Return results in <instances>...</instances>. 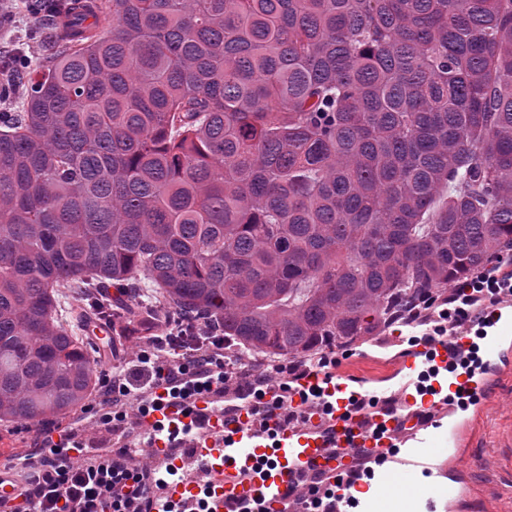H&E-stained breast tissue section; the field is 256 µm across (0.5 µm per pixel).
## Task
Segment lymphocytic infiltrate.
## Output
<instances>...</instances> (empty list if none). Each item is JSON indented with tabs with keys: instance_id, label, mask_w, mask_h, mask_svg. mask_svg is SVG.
<instances>
[{
	"instance_id": "obj_1",
	"label": "lymphocytic infiltrate",
	"mask_w": 512,
	"mask_h": 512,
	"mask_svg": "<svg viewBox=\"0 0 512 512\" xmlns=\"http://www.w3.org/2000/svg\"><path fill=\"white\" fill-rule=\"evenodd\" d=\"M188 328L198 338L194 347H181L185 329L147 336L134 358L113 368L99 392L102 402L111 406L102 416L104 425L115 427L164 405L172 408L173 415L162 420V428L181 433L198 427L197 401L223 390L233 364L213 326L192 321ZM269 377V372H256L240 394L245 405L261 416L283 409L296 386L292 380L281 383V395L270 400ZM52 433V427H44L37 451L26 457L24 504L12 512H176L174 503L153 496L151 488L177 481V467L168 466L157 477L125 463L122 455L84 447L75 440L57 442ZM75 450L80 451V459L72 458Z\"/></svg>"
}]
</instances>
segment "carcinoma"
<instances>
[{
    "mask_svg": "<svg viewBox=\"0 0 512 512\" xmlns=\"http://www.w3.org/2000/svg\"><path fill=\"white\" fill-rule=\"evenodd\" d=\"M0 67V421L99 384L150 289L311 360L512 250V0H52ZM117 295H112L110 289Z\"/></svg>",
    "mask_w": 512,
    "mask_h": 512,
    "instance_id": "1",
    "label": "carcinoma"
}]
</instances>
